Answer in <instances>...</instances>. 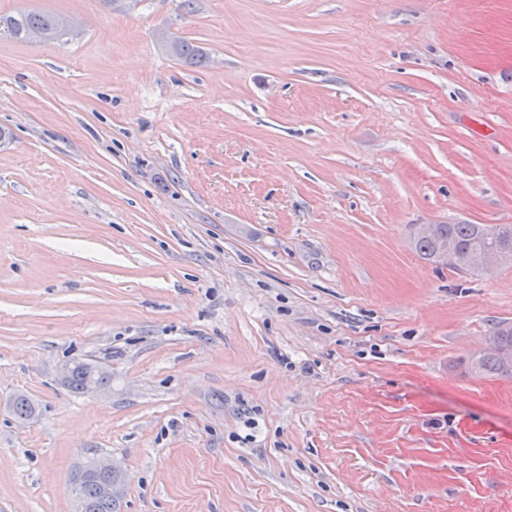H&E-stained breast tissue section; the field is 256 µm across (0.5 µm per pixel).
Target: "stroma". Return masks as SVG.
<instances>
[{
	"label": "stroma",
	"mask_w": 512,
	"mask_h": 512,
	"mask_svg": "<svg viewBox=\"0 0 512 512\" xmlns=\"http://www.w3.org/2000/svg\"><path fill=\"white\" fill-rule=\"evenodd\" d=\"M20 9L74 28L0 39V512L95 457L118 512H512V267L414 248L512 225V0ZM436 225V227H435ZM418 224L415 226L417 237L436 236L414 241L415 250L425 259L430 260L439 242L441 244L434 256V261L448 265V260L454 266H478L486 272L496 268L512 265V250L502 247L493 250H478L484 247L512 245V225L488 224ZM492 228L495 233L489 231ZM457 251L463 253H457ZM464 251H473L464 253ZM494 336H497V342L502 347L499 350V357L502 362L512 368V326L510 324L496 325L493 328L492 336L488 337V349L494 342ZM481 349L480 351H484ZM469 365L471 371L476 375L504 376V368L496 353L492 351L482 352V356L478 358L469 357ZM86 367H87V363L76 362L73 366L72 373H71V370H72L71 366H66L64 368L65 378H67L69 376V374L71 373L70 377L68 378L69 385L76 392L83 393L85 390L87 380H88V378H87L88 372H87ZM95 379H96V381L94 379H92L88 383L85 393L93 394V393H96L97 391H99L101 388H104L103 385H98L97 381L100 384H107L108 382L111 381V374L110 373H98V374H96Z\"/></svg>",
	"instance_id": "obj_1"
}]
</instances>
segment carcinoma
Segmentation results:
<instances>
[{
    "mask_svg": "<svg viewBox=\"0 0 512 512\" xmlns=\"http://www.w3.org/2000/svg\"><path fill=\"white\" fill-rule=\"evenodd\" d=\"M60 16L52 13L17 11L0 16V38L25 41L33 29L44 32L47 39L58 38ZM175 55L185 64L193 66L202 61L198 48L188 41H178ZM441 242L448 243L457 251H473L484 247L512 245V225L488 224H438L436 236L414 241L415 250L425 259H431ZM471 371L476 375L504 376V368L496 353L482 352L478 358H469ZM87 364L77 362L68 378L69 385L82 393L87 384ZM14 415L20 420L29 419L36 411L35 405L25 396L17 397L13 404ZM81 512H116V506L103 495L100 482L93 476L87 477L76 492Z\"/></svg>",
    "mask_w": 512,
    "mask_h": 512,
    "instance_id": "carcinoma-1",
    "label": "carcinoma"
}]
</instances>
